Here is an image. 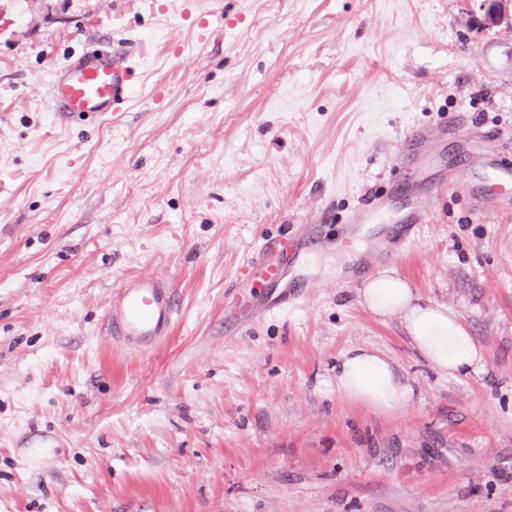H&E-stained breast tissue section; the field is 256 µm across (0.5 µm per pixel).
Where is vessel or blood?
<instances>
[{"label":"vessel or blood","instance_id":"1","mask_svg":"<svg viewBox=\"0 0 512 512\" xmlns=\"http://www.w3.org/2000/svg\"><path fill=\"white\" fill-rule=\"evenodd\" d=\"M139 79V69L125 53L104 41L95 50L71 57L56 69L50 79L48 95L55 112L64 115L117 112L125 108ZM444 126L412 129L399 156L404 168H415L419 152L438 137L447 136ZM482 169L495 189L481 204L504 209L512 203V167L490 157ZM295 258L260 257L245 271V279L296 287L293 275ZM180 312L175 288L162 278L145 275L123 282L112 297L107 314V329L113 341L127 347H148L169 336Z\"/></svg>","mask_w":512,"mask_h":512}]
</instances>
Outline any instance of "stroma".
Wrapping results in <instances>:
<instances>
[{"mask_svg":"<svg viewBox=\"0 0 512 512\" xmlns=\"http://www.w3.org/2000/svg\"><path fill=\"white\" fill-rule=\"evenodd\" d=\"M481 22L476 0H0V512H512V209L460 164L477 140L512 165V31ZM102 38L141 66L126 110L49 111ZM443 123L414 237L349 227L416 205L397 156ZM301 224L303 296L231 318L277 295L242 273ZM386 269L458 313L476 371L360 305ZM146 274L181 309L135 350L104 319ZM357 346L411 403L337 393Z\"/></svg>","mask_w":512,"mask_h":512,"instance_id":"obj_1","label":"stroma"}]
</instances>
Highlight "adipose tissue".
Masks as SVG:
<instances>
[{"instance_id":"ef3b65f1","label":"adipose tissue","mask_w":512,"mask_h":512,"mask_svg":"<svg viewBox=\"0 0 512 512\" xmlns=\"http://www.w3.org/2000/svg\"><path fill=\"white\" fill-rule=\"evenodd\" d=\"M359 297L374 314L399 317L412 346L440 373L465 375L480 365L482 354L463 320L448 306L423 299L398 275L385 272L368 278ZM336 390L383 412L413 398L412 386L389 358L360 347L342 356Z\"/></svg>"}]
</instances>
